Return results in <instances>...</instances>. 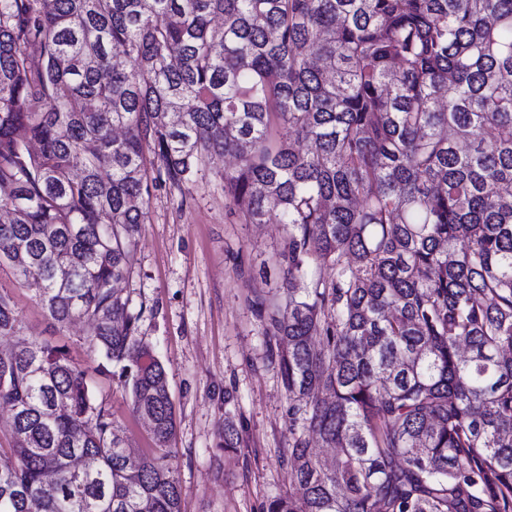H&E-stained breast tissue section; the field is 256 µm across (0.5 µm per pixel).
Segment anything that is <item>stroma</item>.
I'll return each mask as SVG.
<instances>
[{
	"mask_svg": "<svg viewBox=\"0 0 512 512\" xmlns=\"http://www.w3.org/2000/svg\"><path fill=\"white\" fill-rule=\"evenodd\" d=\"M232 165L215 160L184 189L157 185L137 271L123 285L133 307L143 310L140 336L167 371L176 411L170 464L183 512H263L290 483L281 463L292 441L286 392L266 357L261 323L245 303L277 292L272 257L283 246L284 227L273 218L240 222L224 197L223 176ZM0 292L12 296L26 338L67 345L75 363L92 365L91 325L53 324L35 288L6 265ZM94 390L127 447L149 452L153 442L118 380H97ZM228 417L241 434L233 452L220 446Z\"/></svg>",
	"mask_w": 512,
	"mask_h": 512,
	"instance_id": "obj_1",
	"label": "stroma"
}]
</instances>
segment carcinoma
Returning a JSON list of instances; mask_svg holds the SVG:
<instances>
[{"mask_svg":"<svg viewBox=\"0 0 512 512\" xmlns=\"http://www.w3.org/2000/svg\"><path fill=\"white\" fill-rule=\"evenodd\" d=\"M225 156L239 219L287 235L282 295L248 299L292 431L266 512H512V0H0V265L93 324L155 445L129 461L0 293V512H182L167 372L118 285L152 189Z\"/></svg>","mask_w":512,"mask_h":512,"instance_id":"carcinoma-1","label":"carcinoma"}]
</instances>
